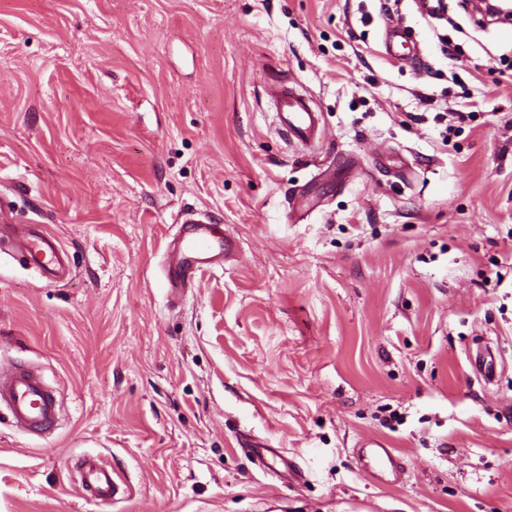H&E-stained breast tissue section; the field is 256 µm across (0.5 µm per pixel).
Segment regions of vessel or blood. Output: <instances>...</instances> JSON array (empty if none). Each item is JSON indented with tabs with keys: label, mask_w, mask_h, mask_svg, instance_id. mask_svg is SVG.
I'll return each instance as SVG.
<instances>
[{
	"label": "vessel or blood",
	"mask_w": 512,
	"mask_h": 512,
	"mask_svg": "<svg viewBox=\"0 0 512 512\" xmlns=\"http://www.w3.org/2000/svg\"><path fill=\"white\" fill-rule=\"evenodd\" d=\"M272 98L283 136L303 147H315L323 134L324 120L310 98L290 87L277 89ZM175 223L178 230L166 247V277L170 294L179 295L198 274L223 265L234 244L219 233L208 214L185 211L177 215ZM20 249L46 279L67 275L62 248L52 237L25 239ZM0 409L7 411L16 430L29 434H50L60 416L54 391L42 371L31 365L0 369ZM358 461L364 471L381 478L398 473L392 449L373 438L359 441ZM79 473L82 488L91 489L100 503L112 502L121 491L119 478L113 476L100 457L85 456Z\"/></svg>",
	"instance_id": "vessel-or-blood-1"
}]
</instances>
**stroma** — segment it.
Instances as JSON below:
<instances>
[{
	"instance_id": "stroma-1",
	"label": "stroma",
	"mask_w": 512,
	"mask_h": 512,
	"mask_svg": "<svg viewBox=\"0 0 512 512\" xmlns=\"http://www.w3.org/2000/svg\"><path fill=\"white\" fill-rule=\"evenodd\" d=\"M390 19L420 64L386 55ZM502 29L473 0H0V202L72 272L0 254V366L61 403L48 437L0 413V512H512ZM280 84L323 113L316 149L277 129ZM182 210L236 254L172 301ZM366 436L399 485L360 469ZM86 455L122 499L81 490Z\"/></svg>"
}]
</instances>
